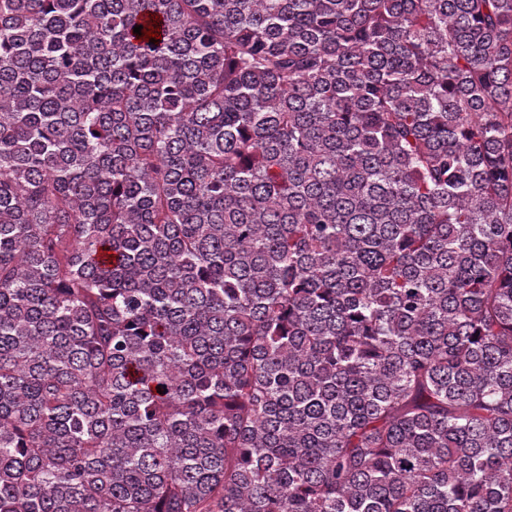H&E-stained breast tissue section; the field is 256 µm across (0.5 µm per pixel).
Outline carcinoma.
<instances>
[{
	"label": "carcinoma",
	"mask_w": 512,
	"mask_h": 512,
	"mask_svg": "<svg viewBox=\"0 0 512 512\" xmlns=\"http://www.w3.org/2000/svg\"><path fill=\"white\" fill-rule=\"evenodd\" d=\"M0 512H512V0H0Z\"/></svg>",
	"instance_id": "carcinoma-1"
}]
</instances>
